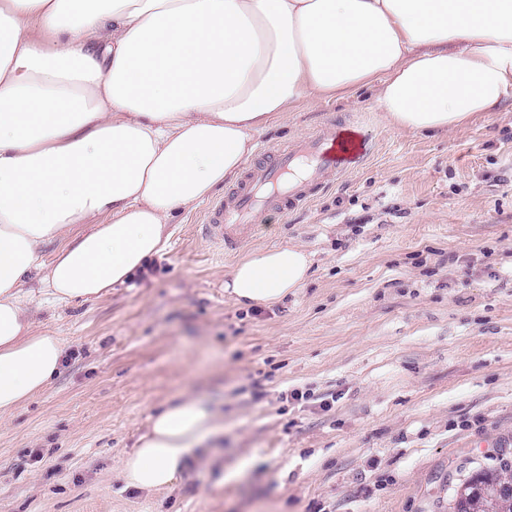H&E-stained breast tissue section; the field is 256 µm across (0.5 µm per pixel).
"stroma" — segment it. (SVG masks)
I'll return each instance as SVG.
<instances>
[{
    "label": "stroma",
    "mask_w": 512,
    "mask_h": 512,
    "mask_svg": "<svg viewBox=\"0 0 512 512\" xmlns=\"http://www.w3.org/2000/svg\"><path fill=\"white\" fill-rule=\"evenodd\" d=\"M343 120L367 165L235 251L198 237V207L105 299L41 306L65 351L0 423V512H453L457 486L512 459V97L438 134L391 128L368 91L304 99L256 146ZM287 241L313 255L305 288L225 297L241 257ZM180 392L223 413V441L170 489L126 487L121 458Z\"/></svg>",
    "instance_id": "stroma-1"
}]
</instances>
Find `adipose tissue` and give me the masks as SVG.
Here are the masks:
<instances>
[{
    "instance_id": "obj_1",
    "label": "adipose tissue",
    "mask_w": 512,
    "mask_h": 512,
    "mask_svg": "<svg viewBox=\"0 0 512 512\" xmlns=\"http://www.w3.org/2000/svg\"><path fill=\"white\" fill-rule=\"evenodd\" d=\"M367 89L401 131L499 111L512 0H0V419L53 383L64 353L37 330L29 281L58 303L104 298L274 118ZM312 265L297 244L252 251L224 292L271 305ZM222 431L203 397L168 398L122 458L125 484L170 487Z\"/></svg>"
}]
</instances>
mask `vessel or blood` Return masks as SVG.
I'll use <instances>...</instances> for the list:
<instances>
[{"label": "vessel or blood", "mask_w": 512, "mask_h": 512, "mask_svg": "<svg viewBox=\"0 0 512 512\" xmlns=\"http://www.w3.org/2000/svg\"><path fill=\"white\" fill-rule=\"evenodd\" d=\"M370 147L329 127L300 137L248 167L223 198L209 202L199 231L221 251L247 239L270 208L286 214L306 205L331 180L362 165Z\"/></svg>", "instance_id": "vessel-or-blood-1"}]
</instances>
